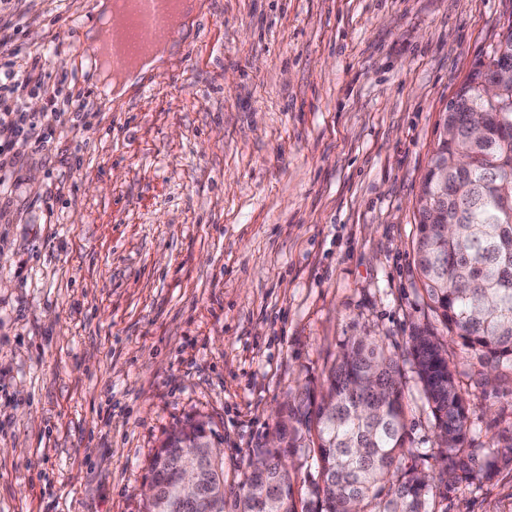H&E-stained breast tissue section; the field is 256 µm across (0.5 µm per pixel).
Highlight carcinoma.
Instances as JSON below:
<instances>
[{"instance_id":"1","label":"carcinoma","mask_w":512,"mask_h":512,"mask_svg":"<svg viewBox=\"0 0 512 512\" xmlns=\"http://www.w3.org/2000/svg\"><path fill=\"white\" fill-rule=\"evenodd\" d=\"M490 58L512 63V30L502 33ZM454 101L456 111L443 113L442 122L455 137L438 143L418 195L441 196L433 169L448 165V223L428 224L427 210L416 209L415 264L430 309L475 351L491 382L501 368L512 369V106L488 103L464 85ZM475 107L486 110L480 138L471 134ZM405 361L433 418L439 478L425 470L428 454L407 448L398 360L377 337L352 336L324 384H305L281 408L288 431L277 429L259 450L283 512H296L287 459L298 448L306 449L316 472L302 512H432L431 499L447 498L456 483L481 484L512 468V438L488 454L475 446L470 403L458 389L447 346L430 328L411 331ZM190 434L208 437L207 423L168 433L152 456L149 473L162 500L145 499L144 512H193L176 479L179 447ZM253 481L250 471L234 512H257ZM205 482L224 512V471H207Z\"/></svg>"}]
</instances>
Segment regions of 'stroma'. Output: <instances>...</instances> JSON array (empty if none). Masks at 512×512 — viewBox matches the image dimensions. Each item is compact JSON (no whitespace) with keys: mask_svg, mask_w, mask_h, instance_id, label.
Wrapping results in <instances>:
<instances>
[{"mask_svg":"<svg viewBox=\"0 0 512 512\" xmlns=\"http://www.w3.org/2000/svg\"><path fill=\"white\" fill-rule=\"evenodd\" d=\"M99 0H0L17 62L48 48L0 168V512H141L165 435L205 418L241 491L281 404L349 337L436 325L414 203L442 112L512 0H196L193 36L103 100ZM88 110L77 116L69 101ZM475 441L512 436V372L447 339ZM411 448L436 453L414 379ZM434 512H512V470Z\"/></svg>","mask_w":512,"mask_h":512,"instance_id":"stroma-1","label":"stroma"}]
</instances>
